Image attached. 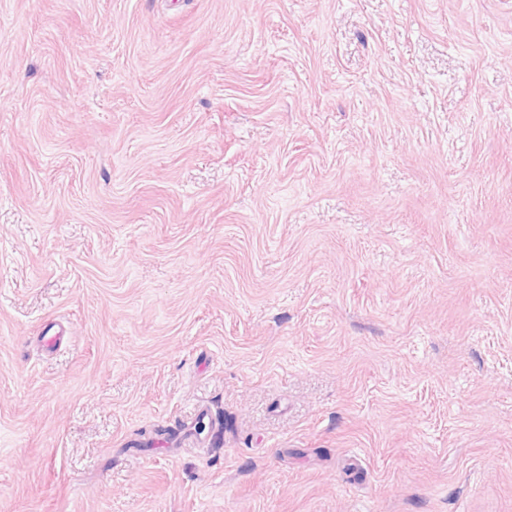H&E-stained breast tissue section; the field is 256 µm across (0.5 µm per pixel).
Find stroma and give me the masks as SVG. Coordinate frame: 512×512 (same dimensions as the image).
Segmentation results:
<instances>
[{
    "label": "stroma",
    "instance_id": "obj_1",
    "mask_svg": "<svg viewBox=\"0 0 512 512\" xmlns=\"http://www.w3.org/2000/svg\"><path fill=\"white\" fill-rule=\"evenodd\" d=\"M0 512H512V0H0Z\"/></svg>",
    "mask_w": 512,
    "mask_h": 512
}]
</instances>
